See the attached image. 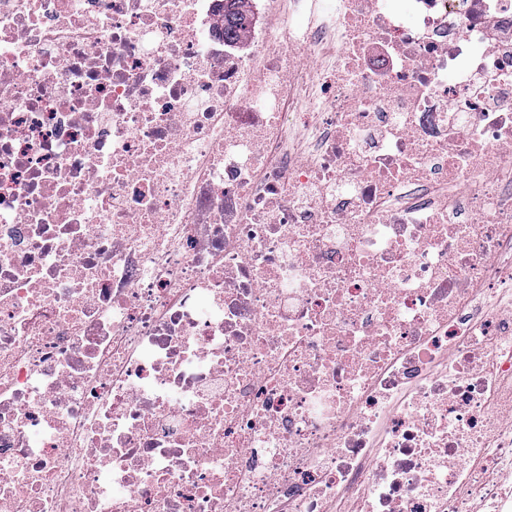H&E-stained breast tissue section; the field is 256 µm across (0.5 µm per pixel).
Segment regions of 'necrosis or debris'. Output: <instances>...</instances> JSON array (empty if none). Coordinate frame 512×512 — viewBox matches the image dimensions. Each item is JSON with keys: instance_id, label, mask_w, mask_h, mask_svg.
<instances>
[{"instance_id": "necrosis-or-debris-1", "label": "necrosis or debris", "mask_w": 512, "mask_h": 512, "mask_svg": "<svg viewBox=\"0 0 512 512\" xmlns=\"http://www.w3.org/2000/svg\"><path fill=\"white\" fill-rule=\"evenodd\" d=\"M0 0V512H512V0ZM246 0H224V35L235 34L236 37L245 28L243 5Z\"/></svg>"}]
</instances>
